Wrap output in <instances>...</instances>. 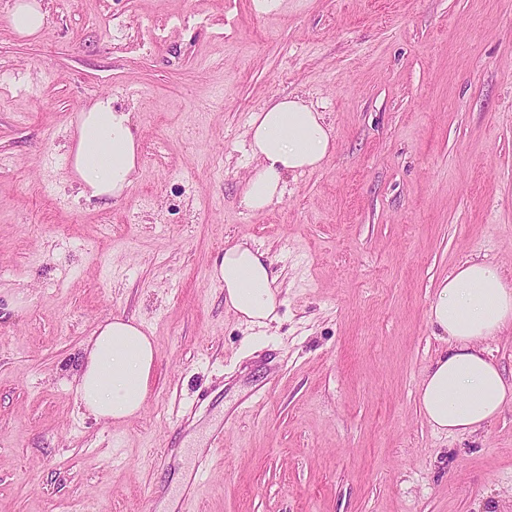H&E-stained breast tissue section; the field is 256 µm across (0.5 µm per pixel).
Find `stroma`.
Wrapping results in <instances>:
<instances>
[{
    "label": "stroma",
    "mask_w": 512,
    "mask_h": 512,
    "mask_svg": "<svg viewBox=\"0 0 512 512\" xmlns=\"http://www.w3.org/2000/svg\"><path fill=\"white\" fill-rule=\"evenodd\" d=\"M42 2L23 40L0 0V512H146L150 490L173 512L219 420L194 512H512V405L447 434L417 401L439 283L472 259L512 282V0ZM293 94L336 148L244 210L249 120ZM106 95L142 167L89 202L66 144ZM242 240L281 288L267 328L211 277ZM114 315L158 349L123 425L71 384Z\"/></svg>",
    "instance_id": "35a3bbf8"
}]
</instances>
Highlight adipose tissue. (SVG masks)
Listing matches in <instances>:
<instances>
[{
	"mask_svg": "<svg viewBox=\"0 0 512 512\" xmlns=\"http://www.w3.org/2000/svg\"><path fill=\"white\" fill-rule=\"evenodd\" d=\"M46 23L41 0H14L8 25L18 38H37ZM247 136L255 166L241 204L253 212L279 202L287 175L316 169L333 148L323 113L297 96L272 100L254 113ZM66 161L81 197L124 196L140 166L131 111L108 96L84 107ZM211 276L224 284L225 306L245 323L264 328L277 320L280 288L266 253L239 242L225 249ZM428 316L445 347L425 372L420 409L435 430L477 432L512 402V382L488 348L512 331V284L493 263L466 262L440 282ZM156 361L157 347L141 322L107 318L83 346L72 377L76 399L95 420L125 422L141 413Z\"/></svg>",
	"mask_w": 512,
	"mask_h": 512,
	"instance_id": "adipose-tissue-1",
	"label": "adipose tissue"
}]
</instances>
